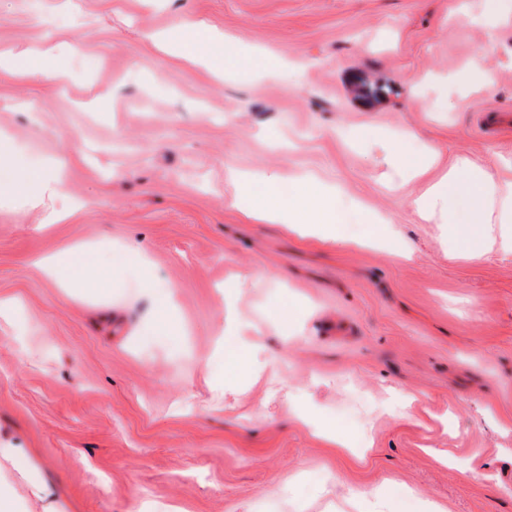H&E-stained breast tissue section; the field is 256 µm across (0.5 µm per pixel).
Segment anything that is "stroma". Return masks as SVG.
<instances>
[{"mask_svg": "<svg viewBox=\"0 0 512 512\" xmlns=\"http://www.w3.org/2000/svg\"><path fill=\"white\" fill-rule=\"evenodd\" d=\"M487 8L0 0V55L65 75L0 73V178L66 163L53 196L0 193V296L18 301L0 316V440L43 462L59 512H365L386 487L416 512H512V258L454 253L416 207L456 161L494 178L512 162V0L491 27ZM184 19L264 56L189 65L152 39ZM398 130L409 155L439 152L419 177L386 159ZM240 173L341 185L363 205L349 231L384 217L411 253L246 220L228 205ZM77 242L98 257L73 295L34 260ZM219 337L269 368L215 388Z\"/></svg>", "mask_w": 512, "mask_h": 512, "instance_id": "stroma-1", "label": "stroma"}]
</instances>
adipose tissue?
Masks as SVG:
<instances>
[{
	"label": "adipose tissue",
	"instance_id": "obj_1",
	"mask_svg": "<svg viewBox=\"0 0 512 512\" xmlns=\"http://www.w3.org/2000/svg\"><path fill=\"white\" fill-rule=\"evenodd\" d=\"M335 188L315 193L304 186L299 196L283 202L275 197L246 205L233 200L232 206L248 219L268 224H284L294 232L319 241L336 238V227L324 223ZM422 217L436 213L448 216V234L462 254L482 251L487 243L497 244L502 254L512 255V179H491L468 162L457 161L421 201ZM43 275L60 288H70L83 280L89 265V250L74 246L67 254L38 258ZM40 462L27 449L0 442V512H20L29 505L30 495L40 494Z\"/></svg>",
	"mask_w": 512,
	"mask_h": 512
}]
</instances>
